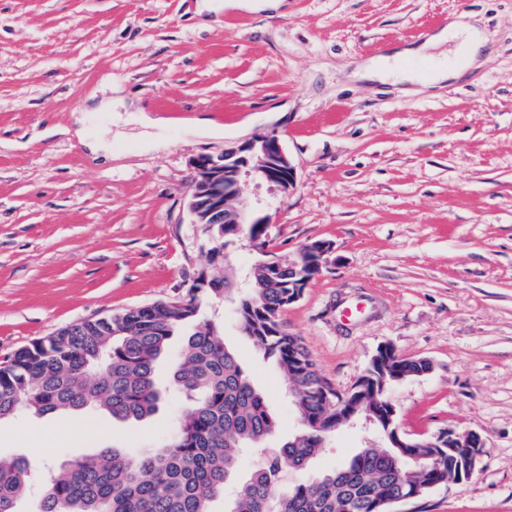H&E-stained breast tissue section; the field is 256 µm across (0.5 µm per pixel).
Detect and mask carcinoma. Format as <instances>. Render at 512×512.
Returning a JSON list of instances; mask_svg holds the SVG:
<instances>
[{
	"label": "carcinoma",
	"instance_id": "carcinoma-1",
	"mask_svg": "<svg viewBox=\"0 0 512 512\" xmlns=\"http://www.w3.org/2000/svg\"><path fill=\"white\" fill-rule=\"evenodd\" d=\"M288 266L254 278V297L240 302L241 329L264 357L276 362L306 419L301 435L266 456L242 483L229 512H376L379 501L448 480V452L422 448L427 468L407 474L396 452L362 448L336 470L304 477L276 491L284 469L304 471L336 423L325 396L336 388L317 371L298 337L283 331ZM231 281L209 275L208 286L185 297L127 309L63 328L15 351L0 364V422L24 410L35 416L103 412L114 420L154 415L162 397L158 359L183 324L197 316L198 293L222 297ZM407 376L430 371L423 359L392 357ZM187 405L159 446L144 451L105 448L71 460L47 482L34 512H211L234 478L243 449L258 448L275 428L269 403L213 327L185 339L169 377ZM34 478L23 457L0 459V512H20Z\"/></svg>",
	"mask_w": 512,
	"mask_h": 512
}]
</instances>
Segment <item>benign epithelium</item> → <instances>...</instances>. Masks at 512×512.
Wrapping results in <instances>:
<instances>
[{
	"label": "benign epithelium",
	"instance_id": "benign-epithelium-1",
	"mask_svg": "<svg viewBox=\"0 0 512 512\" xmlns=\"http://www.w3.org/2000/svg\"><path fill=\"white\" fill-rule=\"evenodd\" d=\"M197 171L188 199L193 224H231L224 235L242 233L244 224H268L267 216H247L232 206L242 193L244 179L254 178L287 193L296 187L297 170L287 154L279 134L264 131L237 146L224 149V154L204 155L193 161ZM333 247L323 240L305 246L297 258L288 262L292 280L290 288H304L310 278L318 275L330 258ZM386 384H377L365 371L357 384L345 392H336V425L328 431L333 435L353 425H363L380 438L381 444L396 448L406 456L410 448H446L448 454L457 448L467 452L453 459L448 484L463 487L476 471L484 448L482 437L473 431L443 430L424 442L406 438L399 430L396 410L386 398Z\"/></svg>",
	"mask_w": 512,
	"mask_h": 512
}]
</instances>
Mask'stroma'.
Segmentation results:
<instances>
[{
  "instance_id": "35a3bbf8",
  "label": "stroma",
  "mask_w": 512,
  "mask_h": 512,
  "mask_svg": "<svg viewBox=\"0 0 512 512\" xmlns=\"http://www.w3.org/2000/svg\"><path fill=\"white\" fill-rule=\"evenodd\" d=\"M200 0H0V363L72 324L183 298L200 271L240 289L259 254L192 223V162L276 130L293 191L248 182L235 206L269 215L268 252L333 245L281 316L319 372L349 390L381 345L429 372L390 385L400 430L474 431L472 481L405 512H512V0H287L283 11L198 14ZM463 15L486 39L479 67L434 86L354 77L356 65L427 43ZM163 118L142 127L137 111ZM111 142L94 155L75 134ZM205 118L220 136L194 130ZM362 295L344 327L336 306ZM263 391L276 448L301 423L279 367L241 334L231 300L202 299ZM152 417L21 415L0 422V456L51 469L104 448H152L181 397ZM333 435L308 475L366 444Z\"/></svg>"
}]
</instances>
